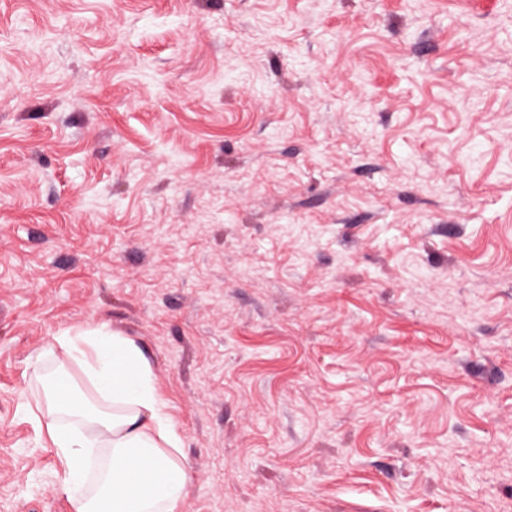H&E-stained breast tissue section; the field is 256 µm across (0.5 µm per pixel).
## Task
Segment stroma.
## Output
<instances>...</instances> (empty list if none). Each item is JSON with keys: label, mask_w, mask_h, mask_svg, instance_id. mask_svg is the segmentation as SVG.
<instances>
[{"label": "stroma", "mask_w": 512, "mask_h": 512, "mask_svg": "<svg viewBox=\"0 0 512 512\" xmlns=\"http://www.w3.org/2000/svg\"><path fill=\"white\" fill-rule=\"evenodd\" d=\"M101 325L183 512H512V0H0V512Z\"/></svg>", "instance_id": "1"}]
</instances>
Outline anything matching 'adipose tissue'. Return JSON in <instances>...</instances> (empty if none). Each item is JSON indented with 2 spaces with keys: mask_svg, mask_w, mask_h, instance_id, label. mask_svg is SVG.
<instances>
[{
  "mask_svg": "<svg viewBox=\"0 0 512 512\" xmlns=\"http://www.w3.org/2000/svg\"><path fill=\"white\" fill-rule=\"evenodd\" d=\"M57 343V367L46 384V419L67 467L63 491L73 512H181L190 470L140 350L102 326ZM75 365L90 380L98 404L77 394ZM97 447L109 449L111 458L107 474L90 491L85 462Z\"/></svg>",
  "mask_w": 512,
  "mask_h": 512,
  "instance_id": "adipose-tissue-1",
  "label": "adipose tissue"
}]
</instances>
